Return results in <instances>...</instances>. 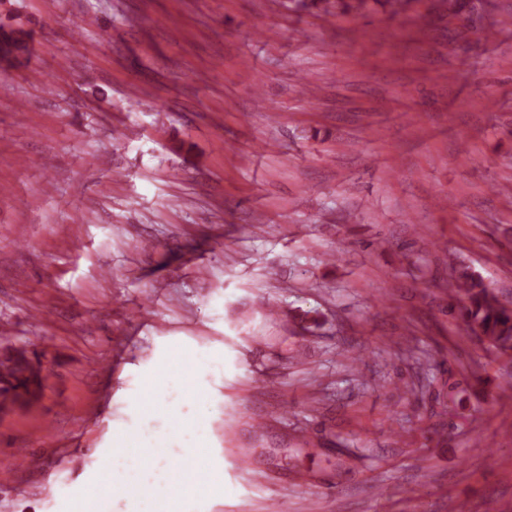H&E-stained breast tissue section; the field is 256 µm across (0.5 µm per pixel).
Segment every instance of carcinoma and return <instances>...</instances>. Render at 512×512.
Listing matches in <instances>:
<instances>
[{
  "label": "carcinoma",
  "mask_w": 512,
  "mask_h": 512,
  "mask_svg": "<svg viewBox=\"0 0 512 512\" xmlns=\"http://www.w3.org/2000/svg\"><path fill=\"white\" fill-rule=\"evenodd\" d=\"M301 7L312 12H334L338 17H347L364 11L368 0H302ZM0 48L19 55L26 53L27 34L22 30L0 27ZM455 295L462 306L457 308L452 304L450 310L459 311L467 330L501 353L512 352V311L502 305L482 278L472 272H461L455 282ZM8 377L23 385L39 379L22 358L10 364Z\"/></svg>",
  "instance_id": "carcinoma-1"
}]
</instances>
